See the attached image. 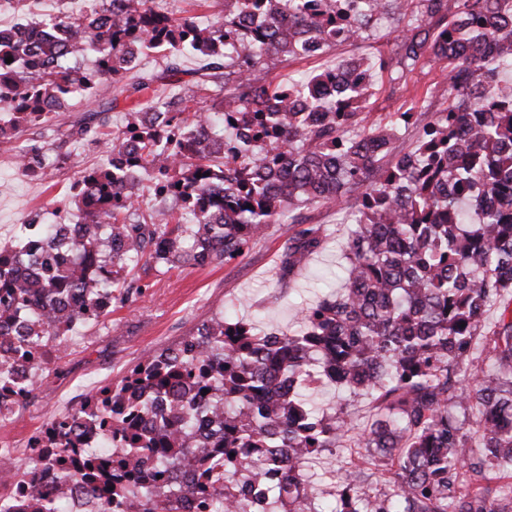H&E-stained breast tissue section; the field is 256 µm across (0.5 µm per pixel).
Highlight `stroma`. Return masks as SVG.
<instances>
[{
    "instance_id": "35a3bbf8",
    "label": "stroma",
    "mask_w": 512,
    "mask_h": 512,
    "mask_svg": "<svg viewBox=\"0 0 512 512\" xmlns=\"http://www.w3.org/2000/svg\"><path fill=\"white\" fill-rule=\"evenodd\" d=\"M384 36L370 39L356 47L338 46L317 58L272 60L256 73L266 84L304 80L330 67L340 57L354 53L372 58L388 54L395 39L391 23H384ZM163 51L152 52L148 65L129 72V80L150 77L147 89L131 97L115 95L111 85H100L93 95L75 98L68 120L81 119L85 112L107 107V132L118 133L130 109L150 110L158 100L180 94L184 83L193 81L196 70L205 61L186 57L179 81L162 73ZM405 92L391 93L387 83H377L371 100V117L384 121L407 109L432 116L441 103L440 94L448 84L443 65L425 63L407 77ZM53 167L38 181L22 180L11 154L0 151V237L14 235L32 216L44 223L63 216L76 219L78 206L70 186L83 169L98 165L102 149L96 145L74 148L48 146ZM308 223L325 229L327 239L311 255L306 269L293 276H283L280 256L293 230L289 222L268 227L264 235L252 241L245 253L235 260L204 267L168 270L153 267L135 269L127 277L129 299L114 305L107 320L77 327L75 338L52 370L34 379L32 394L13 418L0 425V438L16 443L15 457L25 461L32 436L53 419L79 408L89 392L123 376L149 350L177 346L196 333L198 327L215 315L231 309L238 316L255 318L258 333H280L300 325L302 308L317 303L325 295L318 281L325 272L336 273V291L346 285L341 270L346 264L344 246L352 226L345 209L335 205H314L303 211ZM309 400L317 413L344 411L356 429H364L376 412L370 398L356 395L343 387L323 384L310 392ZM357 460L360 471L371 475L375 467L365 449L354 439H345L337 448L322 452L310 460L304 471L313 502L333 500L350 460Z\"/></svg>"
}]
</instances>
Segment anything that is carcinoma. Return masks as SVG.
Returning <instances> with one entry per match:
<instances>
[{
  "label": "carcinoma",
  "mask_w": 512,
  "mask_h": 512,
  "mask_svg": "<svg viewBox=\"0 0 512 512\" xmlns=\"http://www.w3.org/2000/svg\"><path fill=\"white\" fill-rule=\"evenodd\" d=\"M385 16L398 23L390 56L343 57L303 82L254 78L275 56L357 45ZM41 22L66 36L0 41V112L11 114L0 146L41 129L18 158L25 170L39 165L47 141L100 142L104 111L74 122L64 112L103 83L129 97L141 92L146 83L127 74L147 51H166L170 77L187 54L207 63L162 111H130L112 138L123 170L81 171L90 241L67 246L96 255L107 274L53 261L66 239L65 225L54 224L44 251L28 255L30 273L0 279V357L20 352L21 370L45 372L36 349L104 320L109 312L97 311L96 299L124 302L125 274L141 263L228 262L287 216L299 226L281 253L290 276L322 242L299 211L340 205L355 224L345 291L306 308L299 329L262 336L248 320L213 318L55 419L48 456L58 484L78 470L107 512L135 504L141 512H249L255 484L265 486V512H512V484L492 486L512 478V209L464 207L512 192V95L495 87L500 69L512 67V0H224V17L206 27L155 11L153 0H86L82 12ZM89 55L94 66L84 69ZM426 60L447 64L443 106L420 126L414 149L396 154L416 113L372 121L368 102L378 81L398 88ZM201 91L223 94L221 112L186 117ZM142 174L155 198L178 203L180 217L159 207L131 219ZM490 303L500 309L488 326ZM486 358L490 372L461 375ZM324 382L376 402L356 442L389 491L370 493L352 470L340 504L317 509L306 500L304 467L353 430L341 412L308 408L303 390ZM470 403L477 444L453 414ZM90 418L109 423L113 454L80 448ZM171 467L194 480H170ZM147 471L150 483L140 481Z\"/></svg>",
  "instance_id": "cac0c4a2"
}]
</instances>
